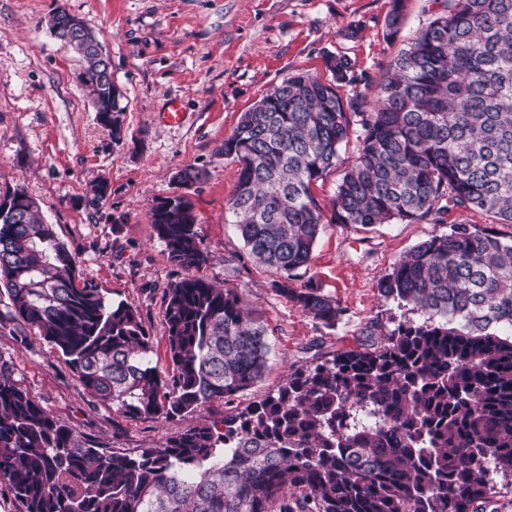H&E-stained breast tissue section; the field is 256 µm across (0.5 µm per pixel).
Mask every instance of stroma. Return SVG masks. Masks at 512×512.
<instances>
[{
  "label": "stroma",
  "mask_w": 512,
  "mask_h": 512,
  "mask_svg": "<svg viewBox=\"0 0 512 512\" xmlns=\"http://www.w3.org/2000/svg\"><path fill=\"white\" fill-rule=\"evenodd\" d=\"M404 20L390 30L392 0H0V192L21 189L76 255L83 280L112 302L136 308L154 342L161 376L173 366L163 320L169 288L185 272L173 264L153 229L150 209L176 189L177 171L204 177L188 192L207 256L199 270L231 288L267 326L271 352L261 381L235 397L243 408L276 392L291 363L356 347L365 328L385 329L406 309L380 299L377 282L410 248L449 224H476L512 233L493 214L455 209L443 223L394 222L365 231L326 225L299 284L313 282L345 314L327 328L276 292L274 273L247 253L225 223L238 165L219 149L241 114L274 85L303 72L329 80L325 57L344 53L357 84L342 97L374 104L378 83L415 33L442 10L443 0H404ZM82 18L112 62L122 97L121 139H113L77 76L82 62L54 37L57 8ZM178 103L183 116L161 114ZM360 125L350 127L335 169L313 189L329 206L345 168L356 159ZM108 182L109 196L92 206L91 187ZM10 301L0 294V363L15 383L58 424L81 438L129 455L155 448L190 427L222 420L217 399L186 418L151 420L116 412L94 398L65 359L34 332L19 333Z\"/></svg>",
  "instance_id": "35a3bbf8"
}]
</instances>
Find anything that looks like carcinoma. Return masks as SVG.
<instances>
[{"label": "carcinoma", "mask_w": 512, "mask_h": 512, "mask_svg": "<svg viewBox=\"0 0 512 512\" xmlns=\"http://www.w3.org/2000/svg\"><path fill=\"white\" fill-rule=\"evenodd\" d=\"M88 30L72 45L94 105L120 112ZM334 82L297 73L224 138L239 165L224 221L278 275L277 292L334 326L336 299L309 283L327 224L371 228L480 209L512 224V0H444L379 83L369 112ZM359 153L325 215L312 187L336 167L351 124ZM155 233L187 271L164 311L172 376L151 365L139 312L76 283L77 262L21 206L0 221V286L11 317L52 344L90 394L132 417H189L262 379L268 328L241 298L190 270L206 262L192 206L158 204ZM379 295L420 314L379 341L294 363L277 392L136 456L59 425L0 364V480L22 512H487L512 476V235L452 224L406 252ZM481 461L492 465L488 471Z\"/></svg>", "instance_id": "obj_1"}]
</instances>
